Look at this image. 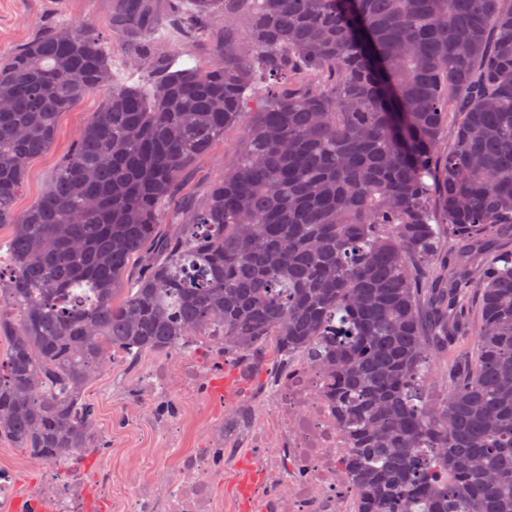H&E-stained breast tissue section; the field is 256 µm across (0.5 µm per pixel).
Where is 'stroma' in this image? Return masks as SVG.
Returning <instances> with one entry per match:
<instances>
[{
	"label": "stroma",
	"instance_id": "obj_1",
	"mask_svg": "<svg viewBox=\"0 0 512 512\" xmlns=\"http://www.w3.org/2000/svg\"><path fill=\"white\" fill-rule=\"evenodd\" d=\"M172 0H154L152 10L160 33L169 35V49L178 53L191 51L205 63L224 57V18L214 17L207 28L199 33L193 44L173 34L175 25L171 11ZM117 11L115 0H0V58L20 48L44 27L60 22L89 25L98 32L114 59H122L133 43L124 37L113 21ZM102 93H90L73 111L65 113L59 122L54 147L50 152L32 159L27 168L23 189L16 201L17 211L31 206L48 188L56 160L65 152L77 132L100 105ZM241 127L225 131L223 142L217 144L201 162L184 175V183L195 195H202L204 188L218 179L225 166L236 157L242 140ZM123 376L122 371H105L85 388V401L97 410L98 424L117 440L136 448H158L162 441L146 427L127 429L120 427L117 409L112 401V386ZM0 469L9 471L21 494L36 489L44 477L43 468L30 459L23 450L9 441L0 442Z\"/></svg>",
	"mask_w": 512,
	"mask_h": 512
}]
</instances>
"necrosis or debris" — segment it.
Wrapping results in <instances>:
<instances>
[{"label": "necrosis or debris", "instance_id": "necrosis-or-debris-1", "mask_svg": "<svg viewBox=\"0 0 512 512\" xmlns=\"http://www.w3.org/2000/svg\"><path fill=\"white\" fill-rule=\"evenodd\" d=\"M214 359L233 365V386L215 403ZM110 362L136 368L118 395L121 414L148 424L168 451L121 480L107 462L109 433L98 431L93 447L45 463L34 497L53 512H94L96 498L113 512H362L333 379L306 354L228 350L191 335L152 366L117 349ZM92 457L101 464L90 476Z\"/></svg>", "mask_w": 512, "mask_h": 512}]
</instances>
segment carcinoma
I'll return each mask as SVG.
<instances>
[{"label":"carcinoma","instance_id":"1","mask_svg":"<svg viewBox=\"0 0 512 512\" xmlns=\"http://www.w3.org/2000/svg\"><path fill=\"white\" fill-rule=\"evenodd\" d=\"M119 2L149 33L152 0ZM220 12L243 33L224 63L149 68L168 57L152 38L124 61L137 85L115 82L84 24L45 27L0 65V439L34 460L88 447L81 396L112 350L199 330L331 370L364 512H512V254L482 250L512 239V7L176 2L187 38ZM91 90L100 106L16 214L29 160ZM239 124L222 179L166 212ZM463 340L475 356L432 398L434 350Z\"/></svg>","mask_w":512,"mask_h":512}]
</instances>
